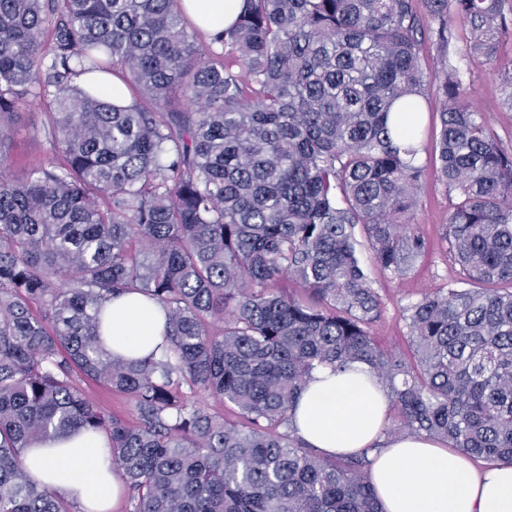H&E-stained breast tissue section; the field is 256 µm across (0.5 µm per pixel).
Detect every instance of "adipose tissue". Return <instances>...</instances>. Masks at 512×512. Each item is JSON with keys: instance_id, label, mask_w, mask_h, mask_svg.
<instances>
[{"instance_id": "adipose-tissue-1", "label": "adipose tissue", "mask_w": 512, "mask_h": 512, "mask_svg": "<svg viewBox=\"0 0 512 512\" xmlns=\"http://www.w3.org/2000/svg\"><path fill=\"white\" fill-rule=\"evenodd\" d=\"M202 31L231 25L244 0H183ZM112 351L139 358L162 343L165 312L140 295L105 302ZM388 391L366 366L319 369L297 396L293 427L329 456L375 448L369 481L383 512H512V464L477 465L423 435L387 436ZM30 474L79 512H111L123 493L102 436L79 433L24 452Z\"/></svg>"}]
</instances>
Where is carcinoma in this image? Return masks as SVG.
I'll use <instances>...</instances> for the list:
<instances>
[{"label":"carcinoma","mask_w":512,"mask_h":512,"mask_svg":"<svg viewBox=\"0 0 512 512\" xmlns=\"http://www.w3.org/2000/svg\"><path fill=\"white\" fill-rule=\"evenodd\" d=\"M244 2L208 34L181 0H0V512H73L23 460L72 430L107 435L130 512H380L372 449L330 458L280 431L324 366H368L399 428L512 462V153L443 61L461 286L403 308L407 350H382L359 237L394 274L428 249L407 224L430 82L413 0ZM423 2L443 55L457 22L476 57L512 26V0ZM98 73L131 105L76 82ZM28 94L50 149L19 180L6 147ZM125 293L165 311L161 353L105 348L103 301ZM76 373L128 394L137 423Z\"/></svg>","instance_id":"1"}]
</instances>
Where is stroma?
Segmentation results:
<instances>
[{"label": "stroma", "mask_w": 512, "mask_h": 512, "mask_svg": "<svg viewBox=\"0 0 512 512\" xmlns=\"http://www.w3.org/2000/svg\"><path fill=\"white\" fill-rule=\"evenodd\" d=\"M466 31H459L450 49V60L462 75L468 94L465 102L477 112L496 135L500 147L512 152V109L504 101L512 91L504 85L501 73L512 63V34L504 37L495 57L470 59L466 47ZM440 100L429 96L426 104V131L416 163L422 169L418 202L410 222L429 243L428 250L401 276L382 271L370 256H363L365 271L381 298L384 311L374 327V334L382 348L390 352L405 350L407 329L402 309L425 293L447 287L460 281L448 244L440 236L450 215L448 191L439 173L436 142L439 138ZM16 132L8 148L10 171L20 176L45 155L48 147L47 129L43 117L28 100L16 106Z\"/></svg>", "instance_id": "35a3bbf8"}]
</instances>
